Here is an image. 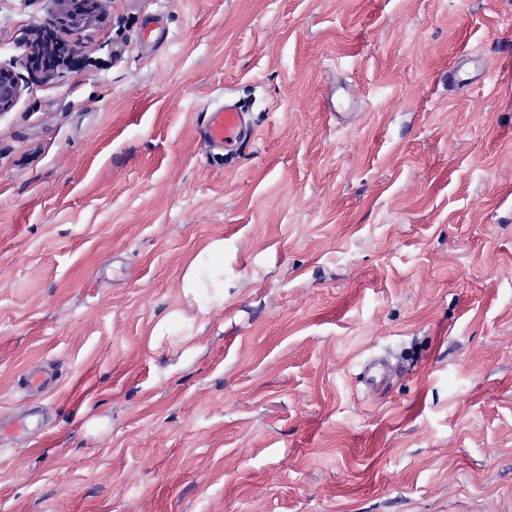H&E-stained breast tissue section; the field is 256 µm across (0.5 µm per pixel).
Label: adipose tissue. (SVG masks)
Returning a JSON list of instances; mask_svg holds the SVG:
<instances>
[{
    "mask_svg": "<svg viewBox=\"0 0 512 512\" xmlns=\"http://www.w3.org/2000/svg\"><path fill=\"white\" fill-rule=\"evenodd\" d=\"M180 288L188 303L187 309H175L157 321L148 338L150 348L157 349L173 333L182 341L198 335L196 313H205L224 305V240L216 237L198 251L187 263Z\"/></svg>",
    "mask_w": 512,
    "mask_h": 512,
    "instance_id": "adipose-tissue-1",
    "label": "adipose tissue"
}]
</instances>
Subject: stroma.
<instances>
[{
    "instance_id": "stroma-1",
    "label": "stroma",
    "mask_w": 512,
    "mask_h": 512,
    "mask_svg": "<svg viewBox=\"0 0 512 512\" xmlns=\"http://www.w3.org/2000/svg\"><path fill=\"white\" fill-rule=\"evenodd\" d=\"M60 9L0 0V512H512V0ZM216 236L223 307L150 349ZM482 70L484 73L483 59L471 53L461 54L448 67V88L453 89L456 86H462L468 79L472 70ZM20 92V84L14 72L0 67V112L10 110L20 96ZM201 136L213 148L241 144L255 136L247 124L244 113L229 102L221 106H206L203 110Z\"/></svg>"
}]
</instances>
